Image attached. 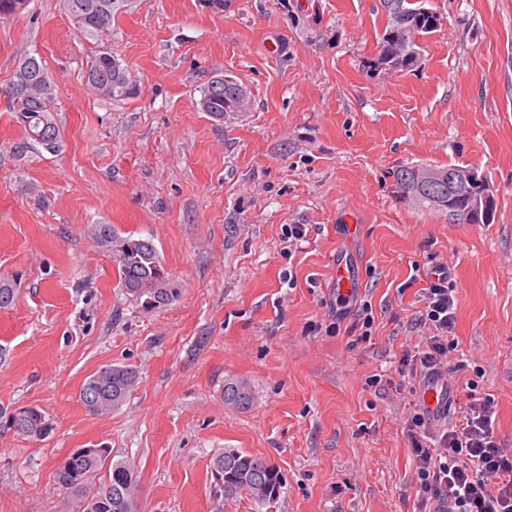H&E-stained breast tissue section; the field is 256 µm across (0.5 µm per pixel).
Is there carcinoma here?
<instances>
[{
    "label": "carcinoma",
    "instance_id": "carcinoma-1",
    "mask_svg": "<svg viewBox=\"0 0 512 512\" xmlns=\"http://www.w3.org/2000/svg\"><path fill=\"white\" fill-rule=\"evenodd\" d=\"M97 4L96 11L89 3ZM63 5L75 29L86 39L101 42L112 30V21L124 7L125 0H63ZM27 6V0H0V19L15 17ZM420 16L419 5L412 0H396L389 30L412 23ZM380 64L409 70L418 63V52L389 55L379 52ZM48 72L34 56L18 66L10 87V101L15 120L23 129L19 143L24 153L39 145L53 151L59 143V129L51 111L54 88L38 99L26 96L23 83L39 85ZM87 84L105 99H129L136 93L128 84L112 75V53L100 47L94 52L85 72ZM240 85L230 83L212 89L205 86L201 97L208 98L210 117L224 121V106L231 103ZM435 177L416 180L413 167L402 166L394 173L395 187L413 197L412 205L428 210L450 224H470L472 219L466 203L460 198L456 182L448 179V167L434 166ZM88 232L98 247L112 257L121 288L146 311L169 305L178 295L165 271L153 242L122 235L112 224H91ZM17 300L15 283L0 278V310L12 307ZM139 380V372L129 365H107L90 375L80 390V400L92 413L119 408ZM252 402L246 383L230 379L224 383V404L246 409ZM5 425L15 433L41 438L50 429L45 415L37 408L19 407L6 419ZM213 491L226 499L245 492L261 505L269 504L280 495L283 480L277 468L259 456L226 448L214 455L210 464ZM57 484L74 497L79 506L90 500L97 504L95 512H134L137 480L131 464L112 457V449L76 448L63 460L55 472Z\"/></svg>",
    "mask_w": 512,
    "mask_h": 512
}]
</instances>
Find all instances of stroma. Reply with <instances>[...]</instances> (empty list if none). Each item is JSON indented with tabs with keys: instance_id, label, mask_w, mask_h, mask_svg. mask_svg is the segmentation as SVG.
Instances as JSON below:
<instances>
[{
	"instance_id": "1",
	"label": "stroma",
	"mask_w": 512,
	"mask_h": 512,
	"mask_svg": "<svg viewBox=\"0 0 512 512\" xmlns=\"http://www.w3.org/2000/svg\"><path fill=\"white\" fill-rule=\"evenodd\" d=\"M424 5L440 27L389 74L371 62L392 0H133L104 42L140 88L120 101L87 86L95 43L62 0L0 19V275L18 288L0 310V413L35 406L51 424L41 439L0 429V512H72L55 471L103 446L134 467L135 512H418L413 407L395 386L437 265L457 288L448 421L467 393L492 397L512 450V0ZM29 55L56 87L53 152L16 149L9 92ZM221 74L252 99L224 124L198 107ZM420 163L477 168L494 222L402 203L393 172ZM91 224L152 240L179 297L144 311ZM340 261L372 312L333 330ZM109 364L139 385L89 412L81 386ZM229 378L249 383V409L225 405ZM226 448L280 471L275 502L215 496Z\"/></svg>"
}]
</instances>
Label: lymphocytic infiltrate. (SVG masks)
<instances>
[{
  "mask_svg": "<svg viewBox=\"0 0 512 512\" xmlns=\"http://www.w3.org/2000/svg\"><path fill=\"white\" fill-rule=\"evenodd\" d=\"M433 275L420 315L430 333L400 360L401 375L411 380L406 388L411 396L416 393L414 379L445 374L457 348V305L448 269L438 267ZM495 420L494 399L472 397L459 423L437 435L427 432L422 414L405 421L420 512H512V450L498 443Z\"/></svg>",
  "mask_w": 512,
  "mask_h": 512,
  "instance_id": "f902f5d3",
  "label": "lymphocytic infiltrate"
}]
</instances>
